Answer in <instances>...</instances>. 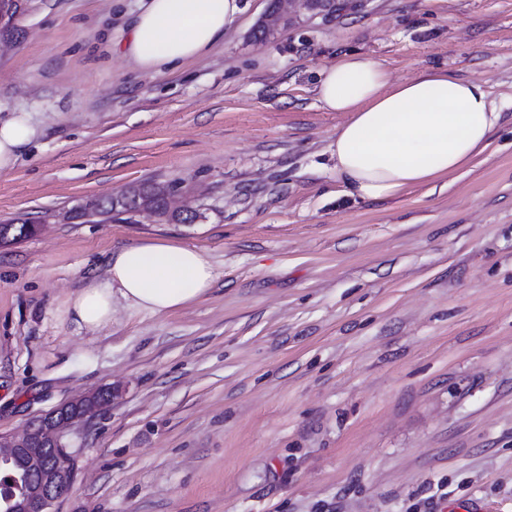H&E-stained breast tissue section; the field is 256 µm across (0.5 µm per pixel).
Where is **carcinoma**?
Instances as JSON below:
<instances>
[{"label":"carcinoma","instance_id":"carcinoma-1","mask_svg":"<svg viewBox=\"0 0 512 512\" xmlns=\"http://www.w3.org/2000/svg\"><path fill=\"white\" fill-rule=\"evenodd\" d=\"M166 210L164 189L154 185H142L129 188L106 200L91 199L73 207L69 218L82 219L84 222L108 223L118 221L132 223L137 211L142 208ZM40 217L23 214L0 224V234L5 232L8 239L18 242L27 239L37 232Z\"/></svg>","mask_w":512,"mask_h":512}]
</instances>
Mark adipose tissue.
I'll list each match as a JSON object with an SVG mask.
<instances>
[{
	"label": "adipose tissue",
	"mask_w": 512,
	"mask_h": 512,
	"mask_svg": "<svg viewBox=\"0 0 512 512\" xmlns=\"http://www.w3.org/2000/svg\"><path fill=\"white\" fill-rule=\"evenodd\" d=\"M245 8L244 0H145L123 54L142 71L165 73L206 55ZM316 93L327 111L349 115L330 147L333 168L344 195L368 201L467 169L503 119L481 83L444 69L393 84L381 63L363 54H344L325 67ZM36 135L31 113L0 122V172L13 168L18 150ZM214 279L212 265L196 249L130 246L111 255L105 279L75 294L71 310L78 327L96 331L111 324L115 298L158 314L205 294Z\"/></svg>",
	"instance_id": "adipose-tissue-1"
}]
</instances>
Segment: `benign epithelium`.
Masks as SVG:
<instances>
[{
	"mask_svg": "<svg viewBox=\"0 0 512 512\" xmlns=\"http://www.w3.org/2000/svg\"><path fill=\"white\" fill-rule=\"evenodd\" d=\"M338 6V0H330L325 8L320 0H270L260 24L277 25L287 20L290 13L329 18ZM119 395V389L105 385L60 404L29 424L18 439L0 435V512H55L56 504L73 485L68 466L73 451L65 439L66 431L112 404ZM48 448L60 456L54 467L45 465Z\"/></svg>",
	"mask_w": 512,
	"mask_h": 512,
	"instance_id": "benign-epithelium-1",
	"label": "benign epithelium"
}]
</instances>
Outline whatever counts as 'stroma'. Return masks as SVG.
Instances as JSON below:
<instances>
[{"label":"stroma","instance_id":"obj_1","mask_svg":"<svg viewBox=\"0 0 512 512\" xmlns=\"http://www.w3.org/2000/svg\"><path fill=\"white\" fill-rule=\"evenodd\" d=\"M268 4L155 75L118 46L139 0H24L0 119L40 136L0 173V221L47 219L0 246V433L122 388L69 431L56 512H512V0H364L260 40ZM350 52L491 87L492 146L443 186L337 195L348 115L315 87ZM174 182L195 223L66 217ZM154 241L202 252L212 288L78 328L72 296Z\"/></svg>","mask_w":512,"mask_h":512}]
</instances>
